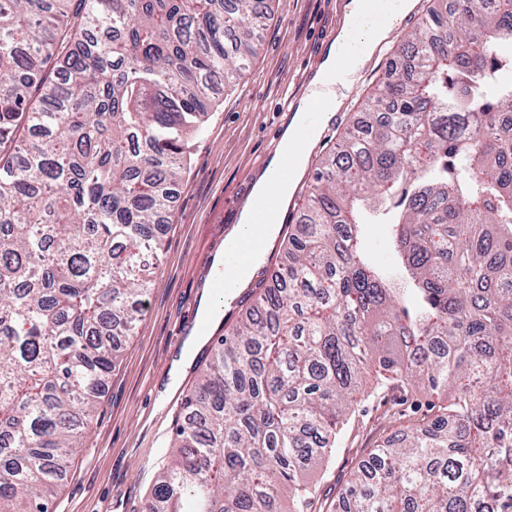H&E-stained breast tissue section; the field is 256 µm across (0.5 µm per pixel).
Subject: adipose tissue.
Instances as JSON below:
<instances>
[{
  "label": "adipose tissue",
  "instance_id": "adipose-tissue-1",
  "mask_svg": "<svg viewBox=\"0 0 512 512\" xmlns=\"http://www.w3.org/2000/svg\"><path fill=\"white\" fill-rule=\"evenodd\" d=\"M415 6V0H374L375 12L368 16L360 0H348L336 39L312 80L320 91L301 98L297 103L274 153L256 177L237 224L227 233V242L257 234L265 241L274 240L276 226L255 225L253 217L266 206L269 193H277L281 205L290 202L323 126L343 104L342 98L328 91L329 78H336L344 85L351 84L375 51L387 43L395 20L408 14Z\"/></svg>",
  "mask_w": 512,
  "mask_h": 512
}]
</instances>
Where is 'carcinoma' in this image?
Returning a JSON list of instances; mask_svg holds the SVG:
<instances>
[{
	"mask_svg": "<svg viewBox=\"0 0 512 512\" xmlns=\"http://www.w3.org/2000/svg\"><path fill=\"white\" fill-rule=\"evenodd\" d=\"M267 0H0V512H48L133 335L217 81ZM316 169L272 282L217 342L145 512H308L374 392L442 401L332 512H512V0L434 4ZM483 135L474 144L469 132ZM391 227L402 280L363 251Z\"/></svg>",
	"mask_w": 512,
	"mask_h": 512,
	"instance_id": "1",
	"label": "carcinoma"
}]
</instances>
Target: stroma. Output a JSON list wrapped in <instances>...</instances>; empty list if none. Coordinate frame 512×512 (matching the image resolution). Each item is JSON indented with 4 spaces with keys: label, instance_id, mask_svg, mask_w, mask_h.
Instances as JSON below:
<instances>
[{
    "label": "stroma",
    "instance_id": "obj_1",
    "mask_svg": "<svg viewBox=\"0 0 512 512\" xmlns=\"http://www.w3.org/2000/svg\"><path fill=\"white\" fill-rule=\"evenodd\" d=\"M346 2L275 0L244 75L234 86H214L206 129L191 143L161 229L163 252L151 268L147 310L134 335L119 344L120 360L49 512H144L157 475L176 452V419L210 355L209 344H202L184 372H172L186 340L183 329L197 318L208 263L223 247L257 172L307 93L321 63L317 48L322 39L336 37ZM427 5L418 0L416 11L396 21L388 45L371 58L349 91L340 119L324 128L312 159L328 154L344 128L359 120L360 103L389 73L401 39ZM392 412L384 394L361 402L335 454L315 477L319 501H335L359 460L390 433Z\"/></svg>",
    "mask_w": 512,
    "mask_h": 512
}]
</instances>
